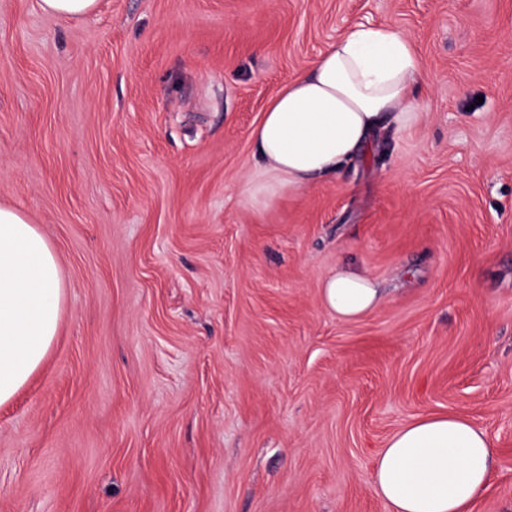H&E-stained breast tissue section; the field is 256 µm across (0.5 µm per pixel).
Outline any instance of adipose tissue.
Segmentation results:
<instances>
[{
	"label": "adipose tissue",
	"mask_w": 512,
	"mask_h": 512,
	"mask_svg": "<svg viewBox=\"0 0 512 512\" xmlns=\"http://www.w3.org/2000/svg\"><path fill=\"white\" fill-rule=\"evenodd\" d=\"M422 61L405 32L358 25L270 100L251 132L260 175L252 195L271 201L336 175L381 130L422 122ZM327 310L360 319L385 298L367 274L346 267L325 279ZM58 257L18 209L0 205V404L44 362L63 312ZM488 433L458 414H429L401 426L375 456L372 485L394 512H471L494 475Z\"/></svg>",
	"instance_id": "1"
}]
</instances>
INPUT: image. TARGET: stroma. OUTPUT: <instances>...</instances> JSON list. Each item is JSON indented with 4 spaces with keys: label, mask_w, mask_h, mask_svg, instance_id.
Returning <instances> with one entry per match:
<instances>
[{
    "label": "stroma",
    "mask_w": 512,
    "mask_h": 512,
    "mask_svg": "<svg viewBox=\"0 0 512 512\" xmlns=\"http://www.w3.org/2000/svg\"><path fill=\"white\" fill-rule=\"evenodd\" d=\"M359 23L412 38L424 122L262 204L252 129ZM0 204L65 285L0 512H392L375 454L448 412L512 512V0H0ZM342 265L386 290L357 321ZM98 0H40L42 11L63 19H81L95 11ZM321 297L327 310L343 321L360 319L374 311L385 298L383 288L367 274L338 267L322 284Z\"/></svg>",
    "instance_id": "35a3bbf8"
}]
</instances>
